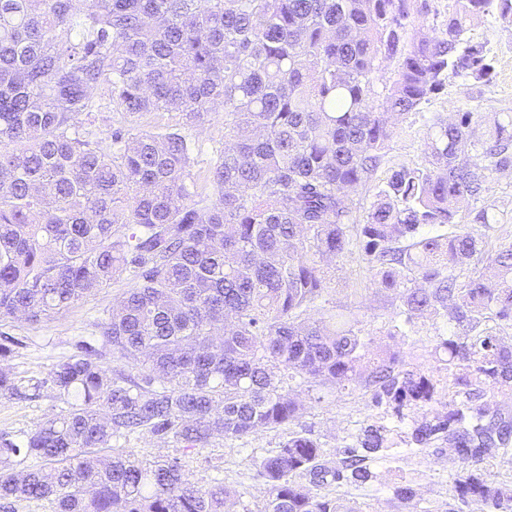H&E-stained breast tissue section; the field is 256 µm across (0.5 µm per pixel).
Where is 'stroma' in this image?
<instances>
[{"mask_svg":"<svg viewBox=\"0 0 512 512\" xmlns=\"http://www.w3.org/2000/svg\"><path fill=\"white\" fill-rule=\"evenodd\" d=\"M467 39L482 45L494 61L490 81L477 82L470 78H448L440 93L424 102L415 113L406 115L399 134L387 148L385 161L377 170L375 182L386 180L392 167L406 164L424 168L428 155L424 144L425 125L436 118H453L455 113L472 111L485 114L512 112V19L491 14L471 25ZM193 136L202 149L195 167V187L210 192L208 161L224 136V117L215 115L210 124L194 131ZM495 204L498 211L510 216L507 224L484 226L474 223L473 217L481 203L464 208L471 232L481 236L483 250L470 264L458 269L459 281L484 271L491 256L502 244L512 242V169L495 174L488 184L483 203ZM128 280L111 282L105 288L76 303L64 314L50 320L30 324L21 319L0 320V333L17 338L7 355L0 357V366L9 368L15 380L26 386L27 395L0 397V435L14 438L35 429L47 417L57 414L62 401L43 381L50 370L75 352L79 342L99 343L97 324L115 298L128 288ZM400 301L393 291L381 284V277L368 269L359 247L351 250L331 270L324 298L309 310V317H319L324 310L348 306L358 313L369 332L373 349L392 347L408 363L425 372L435 373L440 381H448L447 371L438 367L434 346L440 333L456 332V323L443 316L419 319L418 331L407 337H389L388 323ZM41 383L40 391H31L33 383ZM314 385L295 384L294 390L303 403L299 417L288 426L260 429L238 439L217 438L205 447L187 450L180 443L161 441L142 434L127 441H117V448L132 452L139 460L151 462L162 457L180 458L189 479L209 485L213 479H223L225 487L243 498L250 512H261L264 504V481L257 463L272 454L289 432L302 431L320 443L325 461L335 465L345 446L354 444L361 429L369 423L384 419V411L371 408L363 391L326 394L322 402H312ZM376 481L361 487H341L345 499L357 512H448L452 502L451 484L459 468L447 444L438 442L425 452L404 456L393 454L373 462ZM410 485L415 496L410 504L400 503L392 496L398 484Z\"/></svg>","mask_w":512,"mask_h":512,"instance_id":"obj_1","label":"stroma"}]
</instances>
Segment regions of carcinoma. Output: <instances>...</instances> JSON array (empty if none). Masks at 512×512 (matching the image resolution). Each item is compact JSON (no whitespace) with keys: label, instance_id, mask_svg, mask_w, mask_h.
<instances>
[{"label":"carcinoma","instance_id":"carcinoma-1","mask_svg":"<svg viewBox=\"0 0 512 512\" xmlns=\"http://www.w3.org/2000/svg\"><path fill=\"white\" fill-rule=\"evenodd\" d=\"M415 0H0V319L36 324L114 280L132 285L98 323L102 343L77 344L47 382L66 404L34 430L0 436V512L21 499L55 512H233L216 481L190 482L177 457L143 463L111 448L145 432L186 448L242 438L298 414L292 383L361 390L400 431L367 425L338 465L293 431L259 463L264 512H357L319 493L377 479L369 462L399 437L413 454L442 441L461 463L453 497L512 512V488L483 463L512 441V417L488 398L512 389V346L487 327L512 323V243L492 273L458 282L480 252L459 224L491 176L512 166V113L459 112L426 131V169L399 165L358 216L350 193L382 165L399 118L448 76L486 80L492 60L465 39L512 0H453L445 28L407 37ZM398 60L380 86L385 63ZM110 88L130 124L149 112L180 121L92 137L93 91ZM224 113V143L195 184L192 132ZM476 224H499L483 206ZM359 242L367 265L401 302L388 329L443 313L463 327L440 335L437 361L453 371L447 398L434 375L399 353L371 355L348 307L305 318L330 266ZM138 368L132 376L100 364ZM22 394L0 370V396Z\"/></svg>","mask_w":512,"mask_h":512}]
</instances>
